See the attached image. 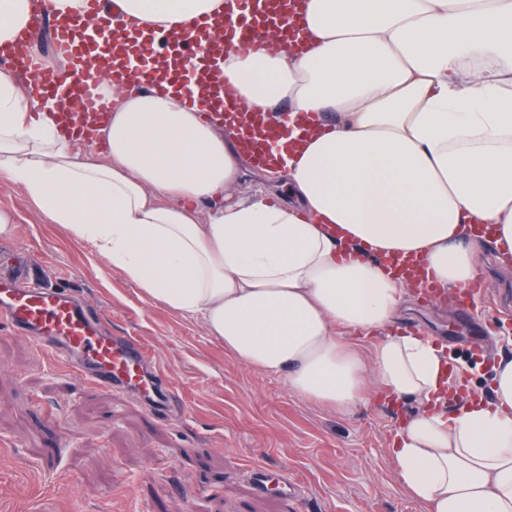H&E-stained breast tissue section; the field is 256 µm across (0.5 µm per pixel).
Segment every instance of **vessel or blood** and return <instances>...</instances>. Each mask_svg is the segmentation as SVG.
<instances>
[{"mask_svg": "<svg viewBox=\"0 0 512 512\" xmlns=\"http://www.w3.org/2000/svg\"><path fill=\"white\" fill-rule=\"evenodd\" d=\"M301 0H232L220 18H198L190 31L163 36L141 30L137 20L118 29L100 26L90 32L83 18L36 16L30 32L20 38L10 62L29 76L37 95L55 99L57 125L66 135L90 142L103 123L111 101L103 83L122 88L151 78L170 81L194 102V91L208 88L206 106L223 111L235 124L244 147L257 165L280 164L273 150L280 138L293 131L287 119L243 109L233 92L215 80L213 71L225 49L241 44L274 27L284 42L302 43L298 16ZM51 24L56 54L70 66L59 78L27 50L33 34ZM0 317L50 353L62 357L77 373L103 389H129L152 393L166 400L159 377L149 375V352L130 336L100 335L86 310L61 292L39 285L19 286L16 279L0 275Z\"/></svg>", "mask_w": 512, "mask_h": 512, "instance_id": "1", "label": "vessel or blood"}]
</instances>
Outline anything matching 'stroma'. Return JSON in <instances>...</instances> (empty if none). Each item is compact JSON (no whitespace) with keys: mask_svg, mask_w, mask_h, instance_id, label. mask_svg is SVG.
<instances>
[{"mask_svg":"<svg viewBox=\"0 0 512 512\" xmlns=\"http://www.w3.org/2000/svg\"><path fill=\"white\" fill-rule=\"evenodd\" d=\"M0 208L18 216L13 238L0 240V273L75 295L103 334L140 339L180 398L155 414L0 323V512H287L276 485L246 482L249 465L288 471L300 512H423L387 452L414 401L348 417L315 407L282 377L232 359L198 320L143 301L21 188L1 183ZM480 274L473 317L415 291L402 325L442 337L449 386L487 398L496 360L512 357V267L498 265L493 243L482 247Z\"/></svg>","mask_w":512,"mask_h":512,"instance_id":"1","label":"stroma"}]
</instances>
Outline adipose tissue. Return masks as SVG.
<instances>
[{"label": "adipose tissue", "instance_id": "obj_1", "mask_svg": "<svg viewBox=\"0 0 512 512\" xmlns=\"http://www.w3.org/2000/svg\"><path fill=\"white\" fill-rule=\"evenodd\" d=\"M229 0H101L179 32ZM87 0H0V46L37 14L83 16ZM306 49L277 32L224 54L243 105L311 126L281 173L290 199L244 187L236 131L165 83L123 89L81 158L51 99L0 66V182L21 187L140 291L201 321L234 360L344 416L383 397L418 411L389 455L426 512H512V360L493 397L448 411V357L401 329L420 261L444 292L479 278L482 238L512 265V0H305ZM208 212H201V204Z\"/></svg>", "mask_w": 512, "mask_h": 512}]
</instances>
